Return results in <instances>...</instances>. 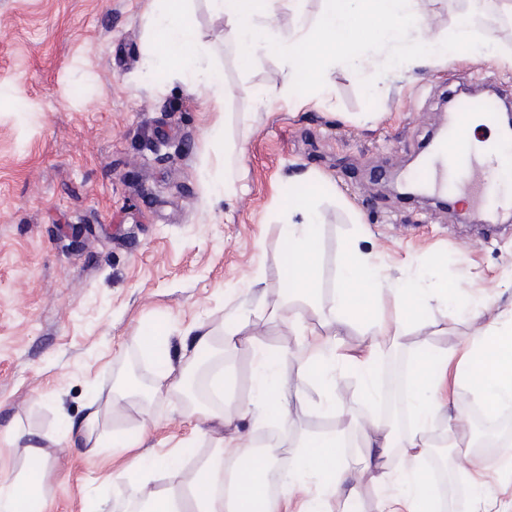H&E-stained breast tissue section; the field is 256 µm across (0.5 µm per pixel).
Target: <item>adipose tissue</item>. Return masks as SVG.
<instances>
[{
    "label": "adipose tissue",
    "instance_id": "obj_1",
    "mask_svg": "<svg viewBox=\"0 0 512 512\" xmlns=\"http://www.w3.org/2000/svg\"><path fill=\"white\" fill-rule=\"evenodd\" d=\"M212 11L222 14L238 45L260 41L272 29L274 0H209ZM155 25L166 45L185 52L194 43V29L183 8V0H168V9ZM294 210L304 215L300 224L288 228V254L284 258L295 293H314L320 282L321 258L317 244L319 215L305 195L291 199ZM455 306L461 290L447 276L436 275L429 287L410 281H391L377 272L367 258L351 251L346 255L332 304L321 316L329 335L311 334L306 345L304 371L294 377L279 374L273 355L259 354L255 362L256 397L240 403L233 420L272 422L285 427L294 407L303 404V386L308 377H318L325 388V401L336 403V365L346 363L360 373L364 397L377 404L378 392L371 377L374 360L383 345H397L413 322L427 319L431 302ZM363 326L372 337L360 354L340 353L343 336L355 326ZM456 373L491 417L512 409V325L484 330L467 345L462 356L438 350L428 341L413 348L407 378L414 392L406 406L413 417L412 430L399 434L386 420L350 419L363 453L359 460H347L339 434L324 433L288 448L264 454L251 452L239 437L219 439L215 452L180 488L160 492L151 489L146 476H139L129 487V497L145 502L148 512H330V502L339 500L351 507L359 500V487L371 478L381 488L376 512H434L432 481L422 479L419 465L429 453V427L442 416H449L450 403L441 394L449 375ZM27 471L24 477L0 476V512H41L40 473L49 459L45 448L24 447ZM248 461L249 469L233 474L235 493L225 496L224 467ZM490 463L475 465L471 479L470 512H512V499L498 501L490 481ZM277 475L290 482L294 475L309 476L316 493L293 503L288 495L269 494L268 478Z\"/></svg>",
    "mask_w": 512,
    "mask_h": 512
}]
</instances>
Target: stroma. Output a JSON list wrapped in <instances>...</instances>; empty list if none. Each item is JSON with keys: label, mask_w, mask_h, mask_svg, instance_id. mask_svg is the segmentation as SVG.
I'll return each instance as SVG.
<instances>
[{"label": "stroma", "mask_w": 512, "mask_h": 512, "mask_svg": "<svg viewBox=\"0 0 512 512\" xmlns=\"http://www.w3.org/2000/svg\"><path fill=\"white\" fill-rule=\"evenodd\" d=\"M189 16L218 76L221 98L192 89L178 62L164 61L152 18L163 0H0V470L24 471L13 433L39 436L50 453L42 512H84L106 495L112 512H138L126 489L140 454L190 449L180 468L156 470L154 488L178 487L212 454L217 432L200 426L181 397L153 389V362L136 334L160 327L175 366L193 358L190 330L247 315V344L213 369L229 379L223 407L254 391L252 348L280 355L279 371L302 369L303 338L271 316L289 282L282 258L296 191L312 193L321 217L317 299L331 306L340 252L353 245L382 273L458 282L469 299L454 322L431 303L395 355L406 363L428 339L462 351L475 331L512 320V222L488 236L439 202L388 193L391 174L411 178L453 92L493 80L512 101V69L458 53L439 64L415 59L385 71L386 93L368 106L357 67L335 63L325 90L281 92L286 62L259 43L253 66L208 0ZM323 0H277L274 34L311 25ZM428 37L445 39L473 14L475 32L512 46V0H418ZM232 184H225L226 170ZM343 405L318 407L308 383L288 428L248 425L262 437L298 443L343 432L373 411L358 375L341 376ZM147 391L103 415L102 429L134 437L96 455L77 432L98 395Z\"/></svg>", "instance_id": "35a3bbf8"}]
</instances>
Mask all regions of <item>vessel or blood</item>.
Returning a JSON list of instances; mask_svg holds the SVG:
<instances>
[{"label": "vessel or blood", "instance_id": "obj_1", "mask_svg": "<svg viewBox=\"0 0 512 512\" xmlns=\"http://www.w3.org/2000/svg\"><path fill=\"white\" fill-rule=\"evenodd\" d=\"M497 107L487 98H457L432 155L417 174L428 190L446 195H464L476 210L512 207V193L497 187L499 160L497 148L481 146L469 137L474 118L494 121Z\"/></svg>", "mask_w": 512, "mask_h": 512}]
</instances>
